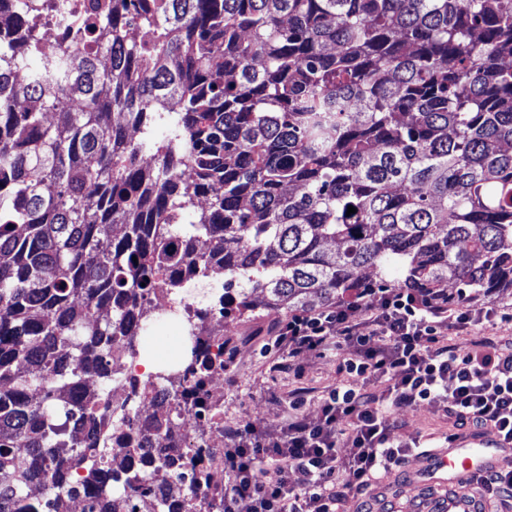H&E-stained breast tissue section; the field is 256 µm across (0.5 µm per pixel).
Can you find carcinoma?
Masks as SVG:
<instances>
[{
	"label": "carcinoma",
	"mask_w": 512,
	"mask_h": 512,
	"mask_svg": "<svg viewBox=\"0 0 512 512\" xmlns=\"http://www.w3.org/2000/svg\"><path fill=\"white\" fill-rule=\"evenodd\" d=\"M38 9L0 0L27 34L0 38V512H60L81 482L83 512H199L213 452L172 449L185 407L210 410L212 344L111 399L114 348L137 357L184 270L224 275L191 336L395 268L463 300L512 289V0H110L57 40ZM149 309L150 317L142 330L143 336H154L167 324L179 325L173 317V312L170 310L167 298L164 295H157L152 300Z\"/></svg>",
	"instance_id": "cac0c4a2"
}]
</instances>
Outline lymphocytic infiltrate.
Returning <instances> with one entry per match:
<instances>
[{
    "mask_svg": "<svg viewBox=\"0 0 512 512\" xmlns=\"http://www.w3.org/2000/svg\"><path fill=\"white\" fill-rule=\"evenodd\" d=\"M498 315L489 301L475 306L444 288L408 287L366 288L291 316L275 339L288 368L334 348L353 381L328 392L318 420L289 421L281 440L249 423L227 428L224 512L245 499L252 512H336L345 492L368 491L421 449V441L395 440L392 429L396 411L422 402L458 433L512 442V343L446 341ZM379 378L389 382L381 395L369 388Z\"/></svg>",
    "mask_w": 512,
    "mask_h": 512,
    "instance_id": "obj_1",
    "label": "lymphocytic infiltrate"
}]
</instances>
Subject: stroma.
<instances>
[{"label": "stroma", "instance_id": "stroma-1", "mask_svg": "<svg viewBox=\"0 0 512 512\" xmlns=\"http://www.w3.org/2000/svg\"><path fill=\"white\" fill-rule=\"evenodd\" d=\"M288 313L271 310L261 314L245 313L224 321V375L217 381L222 396L213 404L214 419L206 430L207 444L221 442L223 426L253 423L282 427L293 411L289 405L292 394L303 392L305 404L302 417H318L327 390L346 383L340 373L339 356L329 351L325 355L306 354L301 374L274 368L271 357L265 356V345L273 344L275 329L287 322ZM401 422L394 432L397 440L423 439L436 444L450 429L447 418L420 404L400 410Z\"/></svg>", "mask_w": 512, "mask_h": 512}]
</instances>
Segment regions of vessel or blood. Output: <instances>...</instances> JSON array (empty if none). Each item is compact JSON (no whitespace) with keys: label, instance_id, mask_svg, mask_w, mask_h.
<instances>
[{"label":"vessel or blood","instance_id":"1","mask_svg":"<svg viewBox=\"0 0 512 512\" xmlns=\"http://www.w3.org/2000/svg\"><path fill=\"white\" fill-rule=\"evenodd\" d=\"M512 461V444L463 434L448 447L422 456L408 468L404 484L383 488L386 512H484L478 496L469 492L485 470Z\"/></svg>","mask_w":512,"mask_h":512}]
</instances>
